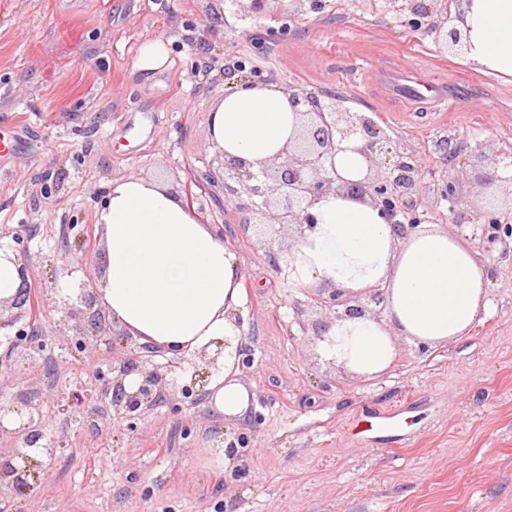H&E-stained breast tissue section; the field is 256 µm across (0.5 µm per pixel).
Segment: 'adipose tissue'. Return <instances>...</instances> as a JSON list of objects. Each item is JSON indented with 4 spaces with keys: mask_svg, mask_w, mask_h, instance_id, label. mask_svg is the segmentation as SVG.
Listing matches in <instances>:
<instances>
[{
    "mask_svg": "<svg viewBox=\"0 0 512 512\" xmlns=\"http://www.w3.org/2000/svg\"><path fill=\"white\" fill-rule=\"evenodd\" d=\"M465 64L512 76V0H462L456 23ZM300 110L275 82L231 83L210 110V139L227 158L253 167L272 161L296 137ZM318 223L300 234L291 277L353 298L385 290L383 316L335 319L322 356L360 378L393 364L396 337L430 346L467 335L488 306L490 273L459 236L426 227L399 238L369 203L331 193L314 207ZM103 227L98 301L139 342L180 356L223 347L210 386L214 413L246 418L251 394L240 381L238 349L247 300L237 255L168 185L139 176L111 182L97 214Z\"/></svg>",
    "mask_w": 512,
    "mask_h": 512,
    "instance_id": "obj_1",
    "label": "adipose tissue"
}]
</instances>
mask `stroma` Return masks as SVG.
<instances>
[{"instance_id":"35a3bbf8","label":"stroma","mask_w":512,"mask_h":512,"mask_svg":"<svg viewBox=\"0 0 512 512\" xmlns=\"http://www.w3.org/2000/svg\"><path fill=\"white\" fill-rule=\"evenodd\" d=\"M272 31L256 45L251 34ZM172 37L170 67L135 75L140 41ZM283 87L334 94L375 119L393 145L414 152L427 172H448L445 143L466 145L461 191L470 210L512 209V183L478 192L485 168L512 174V79L483 76L444 53L426 29L371 0H272L245 17L237 0H0V133L15 149L0 157V229L28 259L37 301L26 320L47 335L70 322L54 291L102 286L97 211L112 180L140 176L193 200L241 260L248 294L239 377L254 397L246 420L225 425L207 400L164 391L134 425L104 428L113 366H162L167 379L208 385L219 367L210 352L171 361L158 348L97 337L94 355L56 346L36 359L0 366V394L19 417L40 408L56 455L19 495L16 512H512V256L485 255L490 305L473 331L437 348L397 337L382 375L357 378L318 350L319 287L298 288L269 250L287 252L300 229L279 227L267 244L244 227L240 201L218 178L209 111L237 79V63ZM414 66L451 86L446 102L393 97L380 73ZM491 108L468 111L473 89ZM482 151H475V144ZM91 253L73 274L64 254ZM91 393L77 412L57 401ZM411 409L405 439L351 438L362 408ZM236 455L214 456V430Z\"/></svg>"}]
</instances>
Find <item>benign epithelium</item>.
I'll return each mask as SVG.
<instances>
[{
  "instance_id": "obj_1",
  "label": "benign epithelium",
  "mask_w": 512,
  "mask_h": 512,
  "mask_svg": "<svg viewBox=\"0 0 512 512\" xmlns=\"http://www.w3.org/2000/svg\"><path fill=\"white\" fill-rule=\"evenodd\" d=\"M459 4L460 0H446L438 8L424 0H414L408 7L407 16L414 26L434 33L443 47L456 49L461 44L460 32L454 25ZM289 93L294 104H302L306 110L301 112L298 137L284 148L280 161L273 160L255 172L239 160H224L225 174L234 180L232 184L223 181L225 191L232 196L246 195L250 203L243 209L257 216L255 221L250 217L245 219V225L254 222L291 224L312 230L317 224L312 213L314 205L323 196L341 191L369 201L402 238L419 229L424 212L443 202L448 203V223L460 224L465 219L459 191L460 170L457 169L461 147L452 145L448 148L451 162L448 176L431 182L425 179L414 154L390 147L377 126L368 123L359 113L337 105L334 100L324 103L300 90L291 89ZM351 139L361 141L358 151L369 163L368 173L360 181H346L336 173V151ZM475 222L481 228V249L487 253L504 242V238L512 237V218L505 214L479 213L475 215ZM14 257L19 263L21 283L10 307L18 313L6 321L0 320L1 328L17 327L10 340L9 356L31 359L49 342L85 352L92 346L80 325L81 315L87 311L92 312L94 324L103 335H112V319L98 305L95 294L84 287L79 288L74 298L60 297L55 301L56 308L62 309L65 317L74 321L71 333L62 332L52 337L43 335L31 322L17 326L22 317L19 309L29 298L30 284L26 263L18 252ZM320 307L333 313L336 319L365 312L364 307L352 304V299L337 288L328 289L327 296L320 300ZM128 373L125 367L109 379L112 404L125 420L132 418V413L153 393L168 386L165 375L154 367L139 371L140 381L129 391L124 384ZM0 438L12 441L8 452L0 450V457L7 456V460L0 464V501L3 502L30 488L28 478L35 462L30 449L41 447V436L31 423L22 421L14 429L0 424Z\"/></svg>"
}]
</instances>
